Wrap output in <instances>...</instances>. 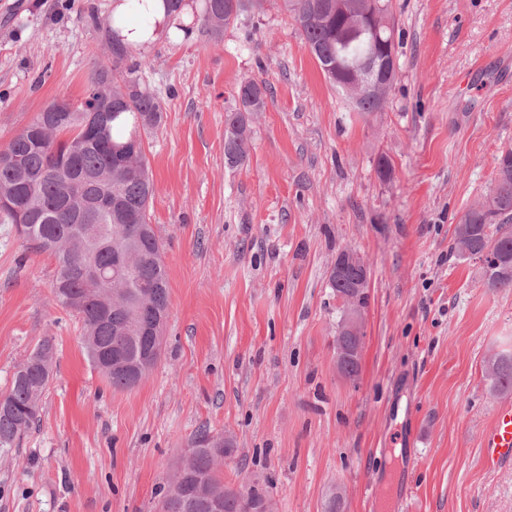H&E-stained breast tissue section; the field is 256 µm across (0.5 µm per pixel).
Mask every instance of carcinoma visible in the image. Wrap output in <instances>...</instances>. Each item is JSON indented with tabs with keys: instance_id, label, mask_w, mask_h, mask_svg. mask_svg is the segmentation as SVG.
I'll return each instance as SVG.
<instances>
[{
	"instance_id": "obj_1",
	"label": "carcinoma",
	"mask_w": 512,
	"mask_h": 512,
	"mask_svg": "<svg viewBox=\"0 0 512 512\" xmlns=\"http://www.w3.org/2000/svg\"><path fill=\"white\" fill-rule=\"evenodd\" d=\"M300 36L320 68L336 65V58H359L371 45L366 37L346 39L342 17L331 15L324 23L305 20L323 10L330 0H282ZM261 0H203L201 12H186L177 24L189 34L201 25L216 43L224 28L259 6ZM122 19L109 20L111 56L93 72L84 102L77 108L66 101L43 109L0 150V223L25 224V242L33 250H49L56 262L53 294L57 303L74 313L82 326L83 348L93 367L102 355L127 362L138 360L147 342L134 327L168 316L170 282L162 245L154 232H140L150 223L154 184L146 160L142 133L157 128L163 104L139 75L143 63L125 64L127 51L119 43ZM266 89L252 79L238 89L240 107L227 115L224 157L230 164L244 160L249 151L247 126L254 112L264 109ZM109 114L106 138L94 141L87 130L90 107ZM462 224L474 227L467 243L454 239V250L465 258L464 247L486 250L488 265L482 269L483 286L489 291L512 288V153L497 158L495 177L482 202L466 210ZM100 229L96 237L89 230ZM132 246L140 264L120 283L130 295H150L147 303L112 308L107 315L101 295L87 285L91 269L112 264L115 249ZM51 369L34 365L13 374L8 393L0 397V449L11 448L30 430L39 413V401L50 380ZM103 376L115 390L137 387L130 374L111 369ZM490 390L495 395L512 393V353L492 361ZM213 435L205 430L193 441L195 451L185 465L188 512H212L211 496L220 500V512H252L269 496L267 489L252 485L234 488L224 483L212 447Z\"/></svg>"
}]
</instances>
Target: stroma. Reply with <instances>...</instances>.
I'll return each instance as SVG.
<instances>
[{"instance_id": "stroma-1", "label": "stroma", "mask_w": 512, "mask_h": 512, "mask_svg": "<svg viewBox=\"0 0 512 512\" xmlns=\"http://www.w3.org/2000/svg\"><path fill=\"white\" fill-rule=\"evenodd\" d=\"M391 3L398 76L368 118L279 0L221 43L199 32L146 53L164 103L143 145L170 304L136 388L112 389L88 361L50 251L0 223V396L43 338L56 346L34 426L0 452V512H156L203 429L234 437L225 482L263 484L274 512H324L339 486L346 512H512V465L485 468L480 447L504 402L486 371L512 349V288L486 291L452 249L512 150V0ZM111 15L112 0H0V147L50 103H83ZM246 79L265 108L232 166L225 120ZM345 248L370 271L354 381L336 369L329 285Z\"/></svg>"}]
</instances>
